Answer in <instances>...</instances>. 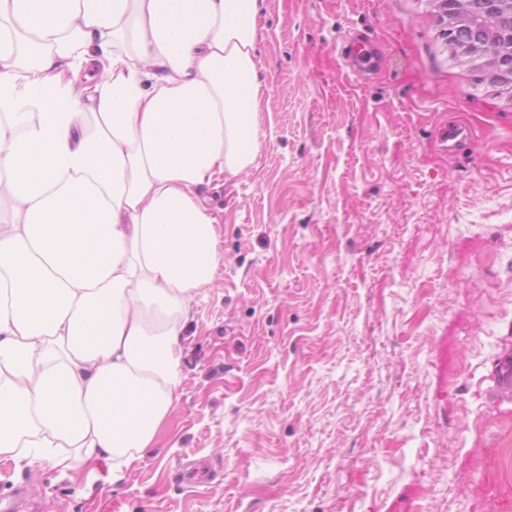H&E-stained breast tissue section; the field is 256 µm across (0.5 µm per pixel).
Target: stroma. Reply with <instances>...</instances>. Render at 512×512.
I'll return each mask as SVG.
<instances>
[{
  "mask_svg": "<svg viewBox=\"0 0 512 512\" xmlns=\"http://www.w3.org/2000/svg\"><path fill=\"white\" fill-rule=\"evenodd\" d=\"M255 166L205 192L221 262L174 423L113 476L0 460L34 512H506L512 103L427 0H265ZM371 55L353 73L339 54ZM451 120L472 138L449 151Z\"/></svg>",
  "mask_w": 512,
  "mask_h": 512,
  "instance_id": "1",
  "label": "stroma"
}]
</instances>
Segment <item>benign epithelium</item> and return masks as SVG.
<instances>
[{"instance_id": "1", "label": "benign epithelium", "mask_w": 512, "mask_h": 512, "mask_svg": "<svg viewBox=\"0 0 512 512\" xmlns=\"http://www.w3.org/2000/svg\"><path fill=\"white\" fill-rule=\"evenodd\" d=\"M457 26L449 37L450 57L481 72L485 82L503 90L512 102V49L497 47V32L471 25L472 15L493 8L512 23V0H456Z\"/></svg>"}]
</instances>
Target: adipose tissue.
I'll return each instance as SVG.
<instances>
[{
  "label": "adipose tissue",
  "instance_id": "obj_1",
  "mask_svg": "<svg viewBox=\"0 0 512 512\" xmlns=\"http://www.w3.org/2000/svg\"><path fill=\"white\" fill-rule=\"evenodd\" d=\"M264 0H0V460L113 472L176 410L254 166Z\"/></svg>",
  "mask_w": 512,
  "mask_h": 512
}]
</instances>
